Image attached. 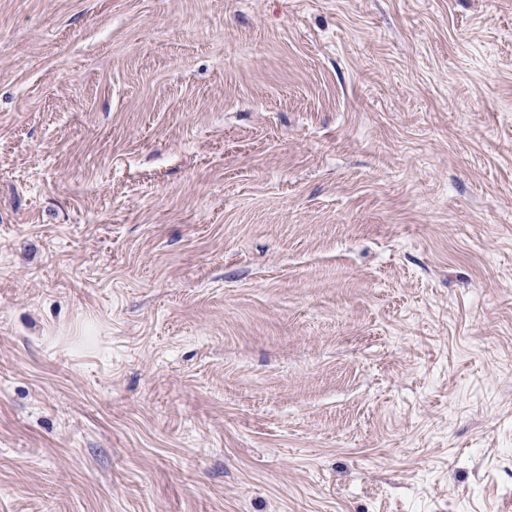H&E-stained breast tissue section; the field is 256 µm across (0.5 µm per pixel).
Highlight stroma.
Listing matches in <instances>:
<instances>
[{
	"instance_id": "stroma-1",
	"label": "stroma",
	"mask_w": 512,
	"mask_h": 512,
	"mask_svg": "<svg viewBox=\"0 0 512 512\" xmlns=\"http://www.w3.org/2000/svg\"><path fill=\"white\" fill-rule=\"evenodd\" d=\"M0 512H512V0H0Z\"/></svg>"
}]
</instances>
